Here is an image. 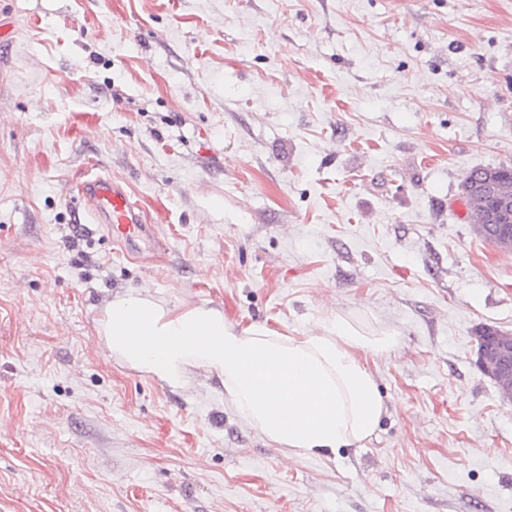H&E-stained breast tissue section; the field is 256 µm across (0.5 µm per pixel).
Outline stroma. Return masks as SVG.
I'll use <instances>...</instances> for the list:
<instances>
[{
	"instance_id": "35a3bbf8",
	"label": "stroma",
	"mask_w": 512,
	"mask_h": 512,
	"mask_svg": "<svg viewBox=\"0 0 512 512\" xmlns=\"http://www.w3.org/2000/svg\"><path fill=\"white\" fill-rule=\"evenodd\" d=\"M512 165V0H0V512H512V254L461 183ZM124 182L157 245L84 208ZM146 289L298 336L393 329L360 448L284 460L205 374L108 357ZM497 169L500 171V181L503 185L511 186L512 188V167L499 165L495 167H485V168H477L468 172L461 184L462 194L468 204L470 210V217L472 219V223L477 227L478 224H489L487 221L488 211L493 208L495 203L497 202L498 190L497 186L488 187L487 192L483 196V198H473L469 196L464 189V185L468 182L481 183L485 181L487 177V173L490 170ZM478 228V227H477ZM479 230V236L485 238L486 240L491 237L490 233H486L483 230ZM475 335L477 367L494 381L502 398L512 402V331L480 326Z\"/></svg>"
}]
</instances>
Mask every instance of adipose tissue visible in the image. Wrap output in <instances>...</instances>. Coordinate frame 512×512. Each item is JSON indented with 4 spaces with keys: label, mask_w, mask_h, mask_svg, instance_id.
Masks as SVG:
<instances>
[{
    "label": "adipose tissue",
    "mask_w": 512,
    "mask_h": 512,
    "mask_svg": "<svg viewBox=\"0 0 512 512\" xmlns=\"http://www.w3.org/2000/svg\"><path fill=\"white\" fill-rule=\"evenodd\" d=\"M98 337L109 357L170 390L206 373L242 421L289 459L373 436L386 404L365 358L398 345L394 330L369 331L340 313L319 331L291 336L234 325L220 308L172 306L147 291L108 299Z\"/></svg>",
    "instance_id": "ef3b65f1"
}]
</instances>
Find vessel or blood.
<instances>
[{
  "mask_svg": "<svg viewBox=\"0 0 512 512\" xmlns=\"http://www.w3.org/2000/svg\"><path fill=\"white\" fill-rule=\"evenodd\" d=\"M80 193L89 213L97 223L107 225L108 232L127 255L139 254V242L154 236L145 223L136 202L125 185L109 176L93 175L80 185Z\"/></svg>",
  "mask_w": 512,
  "mask_h": 512,
  "instance_id": "1",
  "label": "vessel or blood"
}]
</instances>
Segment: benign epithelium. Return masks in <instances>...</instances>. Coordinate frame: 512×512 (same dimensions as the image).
<instances>
[{
  "instance_id": "1",
  "label": "benign epithelium",
  "mask_w": 512,
  "mask_h": 512,
  "mask_svg": "<svg viewBox=\"0 0 512 512\" xmlns=\"http://www.w3.org/2000/svg\"><path fill=\"white\" fill-rule=\"evenodd\" d=\"M502 202L490 213V219L499 222L497 235L491 244L504 252L512 251V225L506 223V203L512 200L508 193H501ZM476 365L496 384L502 398L512 402V331L491 326L476 328Z\"/></svg>"
}]
</instances>
